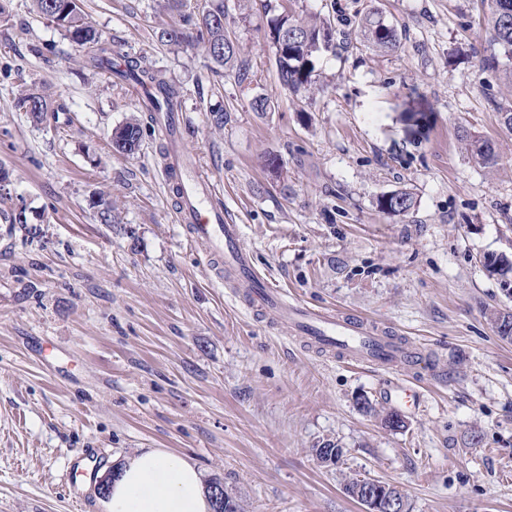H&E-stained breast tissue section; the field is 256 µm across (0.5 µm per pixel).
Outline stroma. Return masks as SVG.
<instances>
[{"label": "stroma", "instance_id": "35a3bbf8", "mask_svg": "<svg viewBox=\"0 0 512 512\" xmlns=\"http://www.w3.org/2000/svg\"><path fill=\"white\" fill-rule=\"evenodd\" d=\"M282 2L224 0L239 53L219 68L160 41L162 0H79L96 45L33 0H0V512H101L98 473L138 448L190 458L241 512H363L349 474L398 487L408 512H512V341L489 319L512 309V270L483 264L512 263V132L488 103H511L512 85L479 62L490 0H291L335 30L311 98L279 82L268 21ZM373 6L401 35L392 51L357 34ZM104 51L179 89L212 202L262 277L286 300L388 327L425 367L350 364L216 280L175 221L167 140L93 66ZM27 87L48 95L44 120L17 107ZM412 112L428 116L415 131ZM134 118L139 150L113 152ZM465 129L492 141L495 168L461 150ZM400 190L414 207L382 212ZM406 385L411 407L393 397ZM330 443L344 456L327 466L314 451Z\"/></svg>", "mask_w": 512, "mask_h": 512}]
</instances>
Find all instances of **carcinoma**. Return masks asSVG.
I'll return each instance as SVG.
<instances>
[{
  "label": "carcinoma",
  "instance_id": "carcinoma-1",
  "mask_svg": "<svg viewBox=\"0 0 512 512\" xmlns=\"http://www.w3.org/2000/svg\"><path fill=\"white\" fill-rule=\"evenodd\" d=\"M37 12L65 29L75 42L96 44L99 36L87 21L78 0H34ZM500 8L493 10L491 17V39L503 56L512 61V0H495ZM183 26L165 27L159 37L170 43H197L204 46L211 63L222 67L237 55V47L224 37V0L217 3L206 15L179 14ZM331 21L327 18H302L292 11L284 10L270 19L269 36L272 44L286 42L282 55L276 58L281 85L293 92H307L315 85L313 58L323 52L335 50L329 43L327 29ZM363 40L379 50L393 49L400 40L394 26L388 24L376 8H371L357 22ZM122 79L142 86L151 85L157 95L151 97L152 112H172L175 109L179 90L166 81L159 72L141 66L138 60L124 59V67L115 69ZM18 107L41 120L51 111L50 102L37 91L27 93L19 99ZM142 128L136 121L127 122L112 134V149L120 154L133 155L141 144ZM461 149L472 162L483 168L498 165V155L493 143L477 135L460 136ZM382 211L390 214H405L414 207L413 197L405 191L393 192L379 200Z\"/></svg>",
  "mask_w": 512,
  "mask_h": 512
}]
</instances>
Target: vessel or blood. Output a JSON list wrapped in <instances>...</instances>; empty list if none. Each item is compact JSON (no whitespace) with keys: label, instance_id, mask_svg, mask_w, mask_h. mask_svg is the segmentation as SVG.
<instances>
[{"label":"vessel or blood","instance_id":"vessel-or-blood-1","mask_svg":"<svg viewBox=\"0 0 512 512\" xmlns=\"http://www.w3.org/2000/svg\"><path fill=\"white\" fill-rule=\"evenodd\" d=\"M161 121L170 142L165 171L180 188L177 221L189 240L207 244L208 264L216 276H223L229 269L245 284L248 309L277 313L292 333L306 335L318 349L339 352L347 360L384 367L418 365L419 356L376 322L343 313H320L299 303H282L278 292L253 273L237 225L223 209L211 204L215 186L199 168L179 114L163 115Z\"/></svg>","mask_w":512,"mask_h":512}]
</instances>
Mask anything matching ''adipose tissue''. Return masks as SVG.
<instances>
[{
  "label": "adipose tissue",
  "mask_w": 512,
  "mask_h": 512,
  "mask_svg": "<svg viewBox=\"0 0 512 512\" xmlns=\"http://www.w3.org/2000/svg\"><path fill=\"white\" fill-rule=\"evenodd\" d=\"M102 512H212L203 474L188 457L142 448L105 473Z\"/></svg>",
  "instance_id": "1"
}]
</instances>
